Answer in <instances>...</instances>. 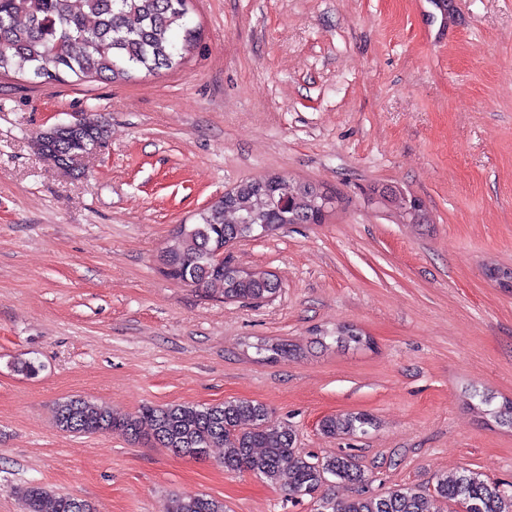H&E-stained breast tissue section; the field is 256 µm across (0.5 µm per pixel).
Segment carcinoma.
Returning <instances> with one entry per match:
<instances>
[{
    "mask_svg": "<svg viewBox=\"0 0 512 512\" xmlns=\"http://www.w3.org/2000/svg\"><path fill=\"white\" fill-rule=\"evenodd\" d=\"M190 0H0V73L16 66L26 68L35 80H44L43 65L52 61L63 82L98 77L127 80L138 71L155 73L171 69L195 45V30L188 27ZM108 129L100 113H87L76 131L37 146L45 159L58 156L73 164L100 147ZM288 196L289 208L278 210L275 201ZM315 185L285 183L268 176L239 184L232 195L202 209L193 224L173 229L171 244L162 254L171 279L189 277L193 287L223 288L224 299L255 303L278 291V282L266 272L227 267L210 268L208 253L216 239L233 243L247 236L251 224H300L319 210ZM367 337L349 328L336 331V343L361 345ZM257 352L265 359L286 357L287 343H264ZM485 414L498 424L512 426V401L493 405L483 396ZM54 417L59 429L75 435L119 432L134 441L171 449L177 455L202 459L212 448L224 449V469L249 473L280 486L290 496H309L316 512H441L437 504L468 507L469 512H512V491L502 483L482 478L470 469L436 476L433 488L399 486L374 496L364 492L339 500L332 492L337 482L363 484L366 476L348 454L319 457L297 447L295 431L272 419L268 407L249 399L215 405H145L134 415L70 398L58 401ZM374 426L366 412H346L324 417L320 431L329 436L366 434ZM24 512H94L90 502L56 494L42 485L19 491ZM168 512H226L224 502L204 495L173 498Z\"/></svg>",
    "mask_w": 512,
    "mask_h": 512,
    "instance_id": "1",
    "label": "carcinoma"
}]
</instances>
